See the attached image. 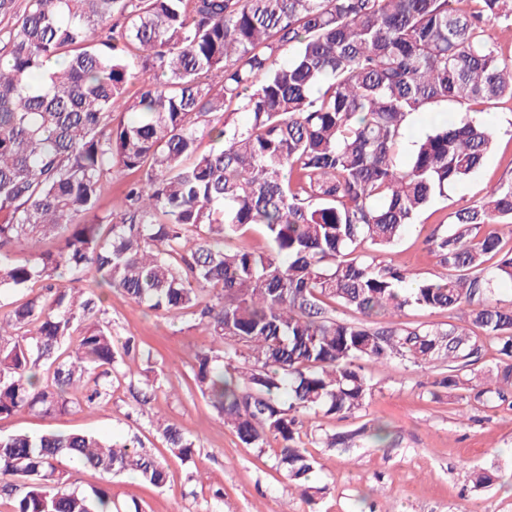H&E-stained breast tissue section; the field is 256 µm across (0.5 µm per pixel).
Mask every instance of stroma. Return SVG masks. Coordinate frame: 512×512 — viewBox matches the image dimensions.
Segmentation results:
<instances>
[{"instance_id": "1", "label": "stroma", "mask_w": 512, "mask_h": 512, "mask_svg": "<svg viewBox=\"0 0 512 512\" xmlns=\"http://www.w3.org/2000/svg\"><path fill=\"white\" fill-rule=\"evenodd\" d=\"M483 118L497 130L483 168L423 212L422 231L406 233L396 246L398 258L418 276L444 273L423 231L438 228L461 205L481 202L500 179L512 178V99L486 108ZM105 306L115 339L139 342L141 353L131 364L156 380L153 400L139 408L127 382L120 381L106 405L53 416L23 409L0 419V435L84 431L117 440L140 437L163 461L168 483L158 490L134 475L117 476L115 499L137 501L144 512H512V402L482 403L469 391L434 398V369L368 365L374 389L362 411L345 419L313 414L303 428L302 445L317 461L312 481L323 489L310 503L277 470V441L244 447L193 388V356L211 343L202 328L150 311L116 289L108 290ZM152 415L197 441L192 460L167 450L148 425ZM378 421L390 426L385 441L367 437L353 448L319 442L322 435ZM475 469L492 474V483L473 489ZM196 471L205 473L204 482L191 480ZM219 486L224 500L217 504L212 490Z\"/></svg>"}]
</instances>
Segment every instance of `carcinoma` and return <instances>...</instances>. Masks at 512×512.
Masks as SVG:
<instances>
[{"label":"carcinoma","mask_w":512,"mask_h":512,"mask_svg":"<svg viewBox=\"0 0 512 512\" xmlns=\"http://www.w3.org/2000/svg\"><path fill=\"white\" fill-rule=\"evenodd\" d=\"M4 19L0 292L32 295L0 315V418L105 403L115 378L150 402L154 382L122 369L136 341L112 336L104 286L199 316L212 346L195 353V389L245 447L278 441L277 468L311 501L321 489L299 417L362 410L365 363L427 365L434 385L476 399L512 392V302L495 298L512 285L498 230L512 235V178L426 236L447 277L381 259L490 152L494 130L470 112L512 99V60L485 38L512 26V0H28L21 12L0 0ZM421 113L429 130L411 140ZM124 172L120 212L102 211L104 180ZM252 225L268 249H224ZM42 240L35 258L12 259ZM408 308L466 324L366 325ZM492 345L498 362L480 375ZM157 432L171 454L197 453L178 427ZM63 458L104 485L74 487ZM125 471L168 481L137 437H0L9 512H142L112 498Z\"/></svg>","instance_id":"1"}]
</instances>
